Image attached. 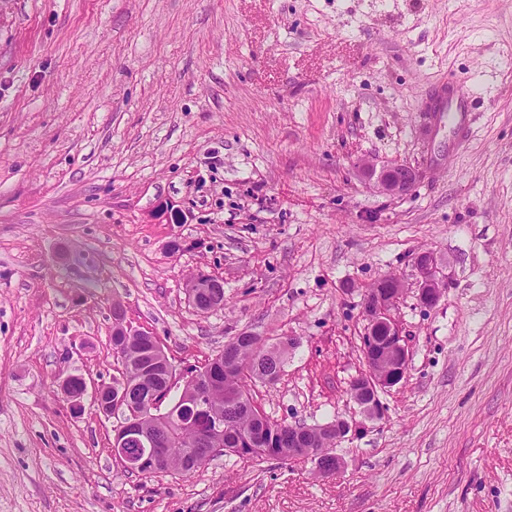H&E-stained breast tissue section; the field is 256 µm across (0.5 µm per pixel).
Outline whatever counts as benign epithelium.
<instances>
[{"mask_svg": "<svg viewBox=\"0 0 512 512\" xmlns=\"http://www.w3.org/2000/svg\"><path fill=\"white\" fill-rule=\"evenodd\" d=\"M415 171L406 164H396L383 172L377 182V189L388 194L409 190L414 184ZM448 274L441 258L432 251H420L411 260V275L388 274L379 279L381 287L370 289L361 302L364 333L361 336L360 351L364 368L353 378L349 392L360 408L364 418L374 421L384 415L380 394L390 391L405 378L408 370L409 351L396 313L407 293L408 286L414 285L416 298L424 307L438 304L447 284ZM223 281L211 275L198 274L186 283V292L193 305L203 306L208 311L217 307L218 289ZM70 378H64L60 390L70 408L78 413L84 410L86 397H91L97 411L105 418H112V403L105 401V393L112 391L106 384L88 385L83 382L79 389L69 385ZM139 418H131L114 428L112 453L122 463L138 470L156 461L159 441L139 425ZM138 441L141 453L129 456L125 451L127 440Z\"/></svg>", "mask_w": 512, "mask_h": 512, "instance_id": "7a95c632", "label": "benign epithelium"}]
</instances>
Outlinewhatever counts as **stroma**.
<instances>
[{"label":"stroma","mask_w":512,"mask_h":512,"mask_svg":"<svg viewBox=\"0 0 512 512\" xmlns=\"http://www.w3.org/2000/svg\"><path fill=\"white\" fill-rule=\"evenodd\" d=\"M451 71L481 100L438 129ZM365 161L418 179L384 194ZM422 250L448 286L405 296L407 375L333 476L125 475L58 388L119 377L118 299L183 368L294 338L255 402L354 417L361 297ZM0 512H512V0H0ZM224 288L223 281L211 275L197 274L191 277L186 283V292L193 305L199 309L203 306V311L214 309L218 299V290Z\"/></svg>","instance_id":"35a3bbf8"}]
</instances>
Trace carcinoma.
Here are the masks:
<instances>
[{"instance_id":"1","label":"carcinoma","mask_w":512,"mask_h":512,"mask_svg":"<svg viewBox=\"0 0 512 512\" xmlns=\"http://www.w3.org/2000/svg\"><path fill=\"white\" fill-rule=\"evenodd\" d=\"M112 352L121 362L122 380L112 384V401L139 406L140 425L162 441L156 465L144 476L191 474L217 456L249 453L286 460L292 437L288 423L271 420L253 404L250 382L274 386L284 371L282 349L262 337L235 336L211 363L188 369L171 381L154 351L152 336H123L124 315L112 313ZM326 449L322 463H336V433L315 424L303 433Z\"/></svg>"}]
</instances>
